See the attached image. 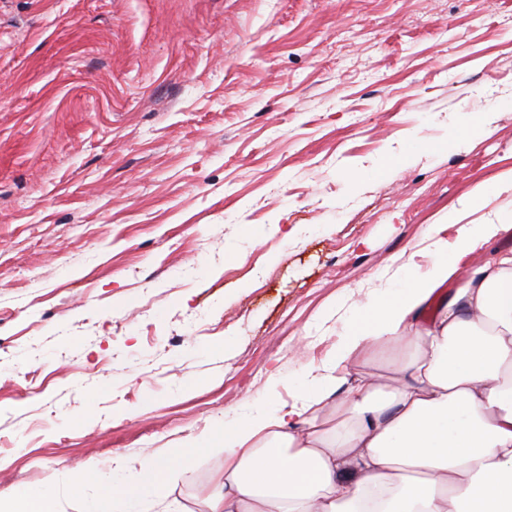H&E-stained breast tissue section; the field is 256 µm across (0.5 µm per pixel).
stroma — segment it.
<instances>
[{
    "instance_id": "obj_1",
    "label": "stroma",
    "mask_w": 512,
    "mask_h": 512,
    "mask_svg": "<svg viewBox=\"0 0 512 512\" xmlns=\"http://www.w3.org/2000/svg\"><path fill=\"white\" fill-rule=\"evenodd\" d=\"M511 167L512 0H0V490L289 401ZM223 470L164 495L207 512Z\"/></svg>"
}]
</instances>
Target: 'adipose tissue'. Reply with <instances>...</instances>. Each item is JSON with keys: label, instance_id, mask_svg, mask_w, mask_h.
Returning <instances> with one entry per match:
<instances>
[{"label": "adipose tissue", "instance_id": "1", "mask_svg": "<svg viewBox=\"0 0 512 512\" xmlns=\"http://www.w3.org/2000/svg\"><path fill=\"white\" fill-rule=\"evenodd\" d=\"M484 197L476 187L429 224L426 270L401 263L356 310L357 330L303 367L291 403L225 409L214 433L145 456L132 478L90 463L48 495L12 486L0 512H44L87 489L108 512H143L167 476L212 448L223 449L224 472L207 512H512V249L470 267L479 241L508 228L498 217L466 222ZM404 340L415 351L388 379L338 376L370 347Z\"/></svg>", "mask_w": 512, "mask_h": 512}]
</instances>
